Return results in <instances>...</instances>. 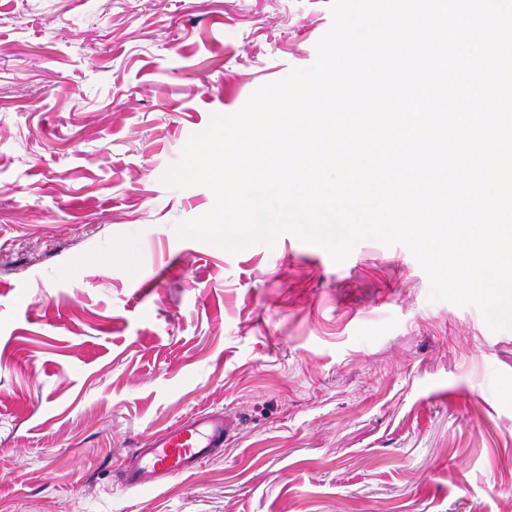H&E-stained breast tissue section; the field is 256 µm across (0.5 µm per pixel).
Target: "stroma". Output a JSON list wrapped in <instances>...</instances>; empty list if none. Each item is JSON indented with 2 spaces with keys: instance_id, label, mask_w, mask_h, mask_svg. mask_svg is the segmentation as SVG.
<instances>
[{
  "instance_id": "obj_1",
  "label": "stroma",
  "mask_w": 512,
  "mask_h": 512,
  "mask_svg": "<svg viewBox=\"0 0 512 512\" xmlns=\"http://www.w3.org/2000/svg\"><path fill=\"white\" fill-rule=\"evenodd\" d=\"M329 0H0V512H512V330L401 244L177 238L191 136L310 67ZM232 424L154 492L185 415ZM230 427L220 412L195 415L167 428L156 439L134 448L120 486L157 490L166 481L192 472L224 446Z\"/></svg>"
}]
</instances>
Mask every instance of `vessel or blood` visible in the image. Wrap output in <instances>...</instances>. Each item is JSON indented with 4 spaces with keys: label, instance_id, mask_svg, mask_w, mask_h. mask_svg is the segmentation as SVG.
I'll return each mask as SVG.
<instances>
[{
    "label": "vessel or blood",
    "instance_id": "obj_1",
    "mask_svg": "<svg viewBox=\"0 0 512 512\" xmlns=\"http://www.w3.org/2000/svg\"><path fill=\"white\" fill-rule=\"evenodd\" d=\"M230 430L223 414H201L167 428L156 439L134 449L121 474L125 489L155 490L186 475L223 447Z\"/></svg>",
    "mask_w": 512,
    "mask_h": 512
}]
</instances>
